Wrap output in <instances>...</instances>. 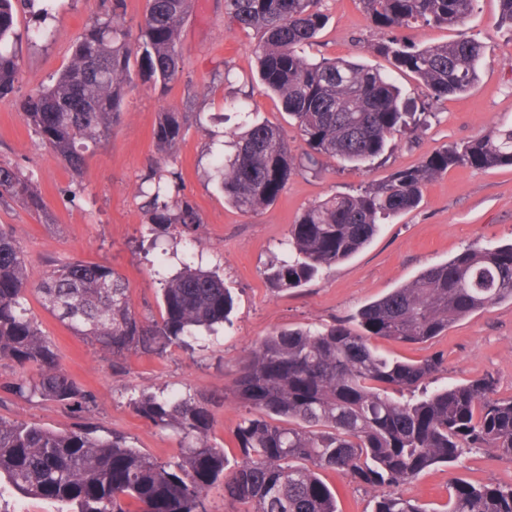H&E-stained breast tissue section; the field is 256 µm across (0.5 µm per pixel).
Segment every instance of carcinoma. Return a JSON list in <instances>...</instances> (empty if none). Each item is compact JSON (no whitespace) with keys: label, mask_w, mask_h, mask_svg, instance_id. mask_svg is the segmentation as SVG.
I'll list each match as a JSON object with an SVG mask.
<instances>
[{"label":"carcinoma","mask_w":512,"mask_h":512,"mask_svg":"<svg viewBox=\"0 0 512 512\" xmlns=\"http://www.w3.org/2000/svg\"><path fill=\"white\" fill-rule=\"evenodd\" d=\"M0 0V98L21 74L16 48V2ZM475 0H359L375 28L392 32L413 24L459 26ZM319 0H224L230 22L260 34L254 49L258 85L278 98L295 120L306 149L291 154L280 127L253 122L229 141L215 171L224 198L244 212L271 205L296 166L340 160L352 168L379 158L397 135L417 138L436 113L406 101L379 69L345 58L318 61L300 54L326 22ZM191 0H147L131 52L124 0L99 13L77 39L51 86L20 102L24 120L72 172L90 146L106 138L123 115L131 67L165 93L182 73L178 45ZM415 77L438 101L467 91L479 77L485 46L475 40L418 47L394 37L373 45ZM186 116L167 107L153 136L173 155L185 135ZM512 166V124L451 147L419 165L397 169L356 194H336L310 207L290 225L286 252L274 254L263 275L287 291L351 258L375 236L380 220L419 204L424 187L450 167ZM148 219V242L162 236L200 241L203 221L187 197L170 201V185L153 171L138 185ZM16 201L43 219L47 211L33 182L0 165V201ZM160 316L141 318L131 307L126 278L110 266L82 260L53 264L33 283L25 251L0 229V360L31 377L10 391L80 412L95 396L61 366L52 339L29 313L28 296L86 338L127 372L132 355L162 359L188 348L197 332L228 321L230 291L214 272L189 263L163 284ZM512 300V243L467 248L430 266L412 281L361 307L358 329L333 323L318 330L284 328L250 346L232 384L248 408L234 441L232 471L224 447L212 443L214 397L141 392L135 412L180 438L175 461L162 462L114 432L91 426L54 430L0 417V486L58 505V512H211L209 493L249 505L247 512H337L336 497L320 477L342 470L377 492L374 512H428L398 488L436 464H451L472 448L512 456V397L497 396L490 375L466 384L430 387L441 359L400 361L382 355L375 339L425 343L453 322L504 299ZM444 512H512V487L456 483Z\"/></svg>","instance_id":"cac0c4a2"}]
</instances>
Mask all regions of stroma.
<instances>
[{"label":"stroma","mask_w":512,"mask_h":512,"mask_svg":"<svg viewBox=\"0 0 512 512\" xmlns=\"http://www.w3.org/2000/svg\"><path fill=\"white\" fill-rule=\"evenodd\" d=\"M102 0H34L19 11L21 74L13 93L0 99V164L32 177L51 214L40 222L21 204H0V225L24 248L32 280L52 263L82 259L116 269L129 281L136 313L158 317L161 276L178 272L189 259L184 242L168 241L165 264L156 253L138 246L147 226L137 187L153 169L174 175L180 195L197 205L204 229L202 266L218 270L234 297L232 324L205 334L195 349H174L162 359L130 356L124 375H113L107 360L74 336L37 300L28 306L40 329L57 345L66 371L96 404L85 416L51 402H29L8 390L19 370L0 360V416L65 430L86 419L100 430L119 432L131 445L161 461L177 453L176 438L134 411L130 400L140 391L167 388L183 394L215 397L211 438L229 461L238 452L234 431L246 412L230 391L245 349L271 332L291 327H319L351 321L365 304L413 280L422 270L453 258L463 250L489 242L512 243V167H452L423 190L417 208L381 224L372 242L350 259L324 271L306 285L272 291L263 275L288 229L312 204L336 193H354L379 182L400 167L418 164L446 147L463 145L500 125L512 124V33L499 25L498 0H477L465 25H415L399 29L400 38L421 46L462 37L481 42L486 56L477 83L466 93L435 103L437 120L417 140L393 138L385 157L371 167L352 169L336 159L314 169L296 168L273 205L244 213L225 203L213 179L212 151L223 140L227 124L218 120L226 98L249 94L259 118L279 125L294 155L304 143L296 124L282 113L277 99L252 84L256 32L231 23L224 0H192L180 39L183 71L167 93L145 76L135 75L125 99L120 124L93 152L79 173H72L24 121L19 103L51 83L67 63L71 49L95 16ZM327 23L310 56L349 57L389 74L406 96L425 92L392 61L372 53L381 33L366 20L358 0H321ZM235 83L226 85L225 72ZM186 115V132L173 155L161 153L153 129L163 107ZM387 357L416 361L443 358L434 385L464 383L485 375L497 382L499 396H512V301L478 311L452 323L431 341L402 344L381 340ZM322 480L334 492L338 512H373L376 493L340 470H326ZM512 486V457L491 448H476L457 464L435 465L401 488L403 496L442 512L451 485Z\"/></svg>","instance_id":"1"}]
</instances>
